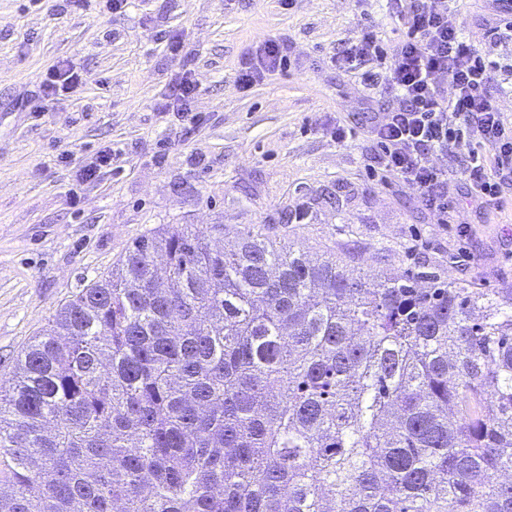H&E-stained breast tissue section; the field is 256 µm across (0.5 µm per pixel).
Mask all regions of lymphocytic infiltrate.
I'll return each instance as SVG.
<instances>
[{
	"instance_id": "1",
	"label": "lymphocytic infiltrate",
	"mask_w": 512,
	"mask_h": 512,
	"mask_svg": "<svg viewBox=\"0 0 512 512\" xmlns=\"http://www.w3.org/2000/svg\"><path fill=\"white\" fill-rule=\"evenodd\" d=\"M456 0H392L400 38L387 48L379 25L368 24L339 61L365 87L386 86L395 102L372 132L382 172L400 176L418 193L438 223L456 204L448 197V172L434 166L435 153L463 155V173L476 204L497 200L512 184V124H506L490 94L500 64L494 51L512 39V25L490 29L479 50L463 36ZM287 42L261 41L248 53L238 82L250 90L289 61Z\"/></svg>"
}]
</instances>
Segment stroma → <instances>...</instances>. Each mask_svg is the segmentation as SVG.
<instances>
[{
  "label": "stroma",
  "instance_id": "obj_1",
  "mask_svg": "<svg viewBox=\"0 0 512 512\" xmlns=\"http://www.w3.org/2000/svg\"><path fill=\"white\" fill-rule=\"evenodd\" d=\"M457 9L484 49L499 0ZM370 17L389 20L385 0H130L118 13L0 0V384L62 304L168 224L223 225L228 249L260 232L367 273L511 287L512 185L472 207L460 158L432 155L457 204L438 224L399 176L376 171L369 130L393 98L331 62ZM268 38L287 39L290 66L241 91V60ZM62 62L84 82L45 101ZM186 72L197 91L179 120L158 105ZM337 125L355 137L332 139ZM108 145L112 167L84 180Z\"/></svg>",
  "mask_w": 512,
  "mask_h": 512
}]
</instances>
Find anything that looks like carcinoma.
Returning <instances> with one entry per match:
<instances>
[{
	"label": "carcinoma",
	"mask_w": 512,
	"mask_h": 512,
	"mask_svg": "<svg viewBox=\"0 0 512 512\" xmlns=\"http://www.w3.org/2000/svg\"><path fill=\"white\" fill-rule=\"evenodd\" d=\"M512 288L190 224L0 385V512H512Z\"/></svg>",
	"instance_id": "1"
}]
</instances>
